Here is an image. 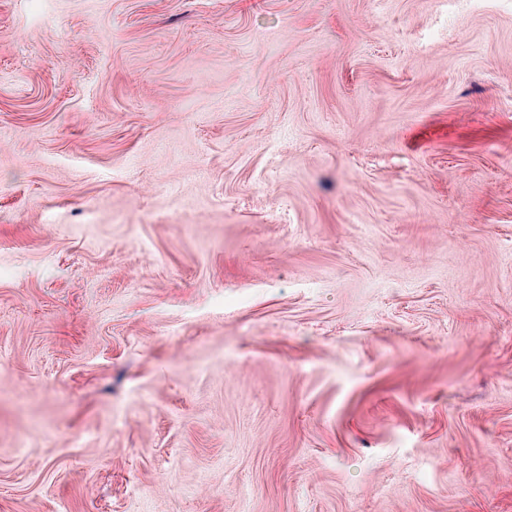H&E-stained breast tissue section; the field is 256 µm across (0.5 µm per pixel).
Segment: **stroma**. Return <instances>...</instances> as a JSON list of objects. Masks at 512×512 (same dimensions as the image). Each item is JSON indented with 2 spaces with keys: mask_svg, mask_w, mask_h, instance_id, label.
Here are the masks:
<instances>
[{
  "mask_svg": "<svg viewBox=\"0 0 512 512\" xmlns=\"http://www.w3.org/2000/svg\"><path fill=\"white\" fill-rule=\"evenodd\" d=\"M0 512H512V0H0Z\"/></svg>",
  "mask_w": 512,
  "mask_h": 512,
  "instance_id": "obj_1",
  "label": "stroma"
}]
</instances>
